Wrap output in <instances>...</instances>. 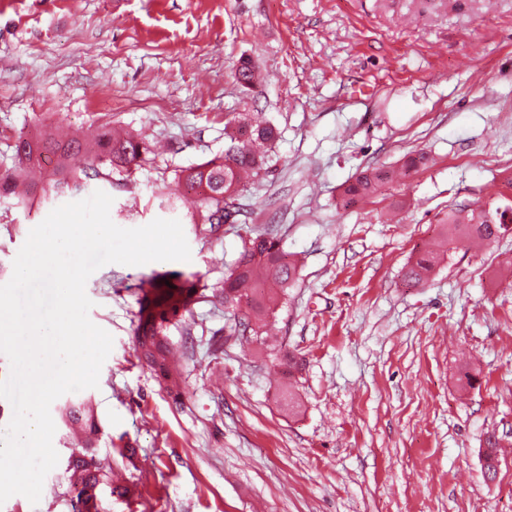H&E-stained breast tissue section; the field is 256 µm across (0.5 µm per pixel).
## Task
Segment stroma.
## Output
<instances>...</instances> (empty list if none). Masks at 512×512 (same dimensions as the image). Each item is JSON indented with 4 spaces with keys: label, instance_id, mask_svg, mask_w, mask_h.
<instances>
[{
    "label": "stroma",
    "instance_id": "stroma-1",
    "mask_svg": "<svg viewBox=\"0 0 512 512\" xmlns=\"http://www.w3.org/2000/svg\"><path fill=\"white\" fill-rule=\"evenodd\" d=\"M244 58L262 76L251 91ZM238 113L279 138L214 237L186 223L194 198L170 207L155 191L222 155ZM40 117L112 121L165 150L128 183L92 179L27 211L0 199V284L29 225L97 190L119 227L183 221L191 250L86 283L89 317L113 337L90 392L114 472L100 512H512V231L404 279L450 209L512 205V0H0V165ZM419 152L427 167L403 172ZM368 167L391 180L345 203ZM251 230L298 265L272 336L240 342L232 307L193 304L169 331L179 384L160 386L133 343L141 277L216 285ZM287 354L291 376L273 363ZM50 413L59 462L39 503L15 495L0 512H73L72 447ZM492 431L509 445L489 481Z\"/></svg>",
    "mask_w": 512,
    "mask_h": 512
}]
</instances>
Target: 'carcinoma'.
Wrapping results in <instances>:
<instances>
[{
	"label": "carcinoma",
	"instance_id": "cac0c4a2",
	"mask_svg": "<svg viewBox=\"0 0 512 512\" xmlns=\"http://www.w3.org/2000/svg\"><path fill=\"white\" fill-rule=\"evenodd\" d=\"M259 74L246 60L238 68L237 81L251 90ZM34 137L19 136L13 144V164L0 170V198H12L19 207L28 206L39 191L50 187L61 195L78 190L93 178L115 177L128 180L145 163L156 157L154 145L147 137L123 136L110 124L99 126L91 134L64 133L59 129L46 131L36 123ZM224 133L231 146L224 155L193 167L176 171L177 188L158 189L161 198L170 204L180 200L179 190L194 193L199 205L190 213V223L203 224L212 235L224 230V224L238 223L228 210L239 200L248 186L263 170L268 152L276 139L275 128L265 121H249L244 117H224ZM53 156L56 164L47 170L42 160ZM386 174L364 170L344 185L342 194L349 200L366 198L377 190ZM506 212L483 209H454L448 212L444 245L450 249L473 238L487 239V231L495 227L496 234L505 229ZM434 257L423 253L411 262L405 272L409 284H417L430 272ZM297 266L288 261L279 239L257 232L242 239V248L233 268L224 277L221 297L224 302L241 310L236 326L242 337L263 342L262 328L274 313L278 294L296 280ZM137 325L134 331L135 349L169 386L177 379L168 364L170 354L168 331L181 321L191 305L205 301L207 286L200 284L195 273H155L141 280ZM63 422L69 432L83 437L80 457L67 464L72 489L76 492L75 512H98L95 491L107 480L97 458L96 443L100 427L94 409L87 399L69 400L60 407ZM505 447L496 432L485 438L482 450L487 464L485 475L495 477L497 449Z\"/></svg>",
	"mask_w": 512,
	"mask_h": 512
}]
</instances>
